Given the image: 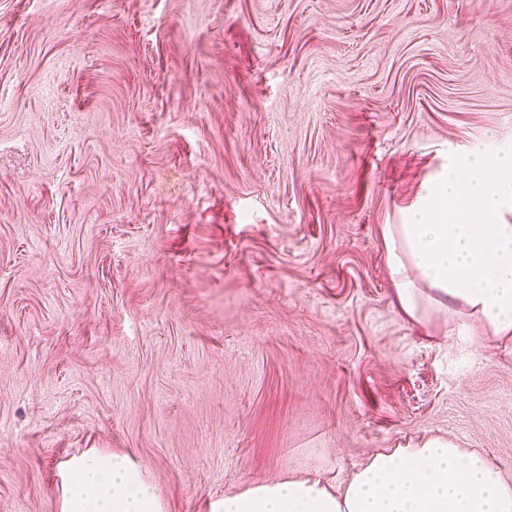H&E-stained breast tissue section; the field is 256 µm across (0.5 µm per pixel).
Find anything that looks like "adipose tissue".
I'll use <instances>...</instances> for the list:
<instances>
[{"instance_id":"ef3b65f1","label":"adipose tissue","mask_w":512,"mask_h":512,"mask_svg":"<svg viewBox=\"0 0 512 512\" xmlns=\"http://www.w3.org/2000/svg\"><path fill=\"white\" fill-rule=\"evenodd\" d=\"M512 152L473 154L427 189L426 206L382 229L398 308L420 321L458 301L492 333L512 338ZM60 512H165L141 466L126 454L88 451L60 470ZM209 512H512V483L482 453L435 436L381 450L343 485L294 476L255 483Z\"/></svg>"}]
</instances>
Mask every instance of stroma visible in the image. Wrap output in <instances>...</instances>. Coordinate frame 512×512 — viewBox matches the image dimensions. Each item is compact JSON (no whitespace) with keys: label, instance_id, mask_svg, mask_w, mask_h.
Here are the masks:
<instances>
[{"label":"stroma","instance_id":"1","mask_svg":"<svg viewBox=\"0 0 512 512\" xmlns=\"http://www.w3.org/2000/svg\"><path fill=\"white\" fill-rule=\"evenodd\" d=\"M491 148L512 0H0V512L90 449L166 512L436 435L512 478V339L382 235Z\"/></svg>","mask_w":512,"mask_h":512}]
</instances>
